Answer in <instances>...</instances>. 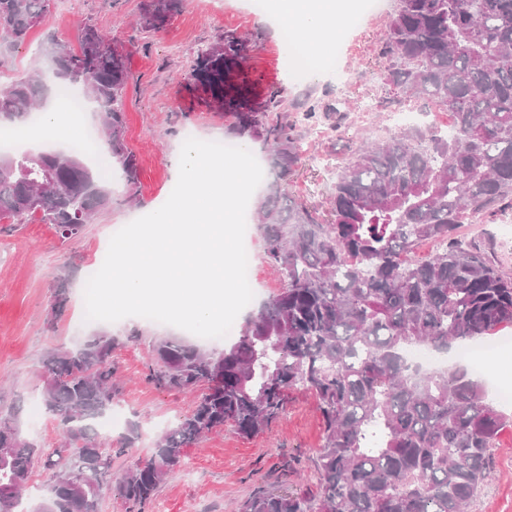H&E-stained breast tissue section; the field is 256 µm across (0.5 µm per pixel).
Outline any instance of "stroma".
I'll list each match as a JSON object with an SVG mask.
<instances>
[{
	"label": "stroma",
	"mask_w": 512,
	"mask_h": 512,
	"mask_svg": "<svg viewBox=\"0 0 512 512\" xmlns=\"http://www.w3.org/2000/svg\"><path fill=\"white\" fill-rule=\"evenodd\" d=\"M142 0H80L72 14L52 0L44 24L35 26L25 44L0 54V85L30 69L48 70L49 41L76 46V34L92 24L105 31L127 55L124 92L126 142L139 164V185L129 190L120 177L112 179V202L82 233L61 238L49 224H0V412H17L24 436L38 445H57L60 429L42 413L45 374L42 360L58 348H75L98 330L118 340L112 362L123 380L113 406L124 422L102 429L105 447H120L129 421L139 422L140 437L124 455L113 458L112 473L101 495L99 512H128L117 489L120 476L148 456L160 431L172 426L194 406L190 394L156 388L145 379L154 344L176 336L222 351L223 342L207 341L175 326L141 317L110 323L85 319L84 280L113 233L157 210L178 179L177 155L187 131L203 141H229L233 135L222 112L192 90L189 75L197 52L224 33L254 34L258 46L247 61L250 78L261 96L284 91L293 108L287 118L304 150V165L289 177L283 190L329 215L327 201L342 163L367 141L396 130L393 115L421 112L430 123L434 101L409 99L381 77V52L397 0H380L362 8L323 62L322 72H298L274 35L268 14H253L250 0H223V11L211 0H183L180 10L156 33L137 27ZM341 110L325 118L324 106ZM512 200L501 201L461 225L462 237L485 247L505 276L512 278ZM255 271V297L235 320L245 328L259 306L280 290L283 278L270 264L260 226H253L250 247ZM65 288L67 309L56 327L47 315L56 288ZM323 422L314 397L294 390L285 412L270 429L241 436L233 425L212 432L186 449L176 473L164 480L142 512H239L257 488L306 496L317 490L314 459L322 443ZM468 512H512V429L501 432L493 450L492 472Z\"/></svg>",
	"instance_id": "stroma-1"
}]
</instances>
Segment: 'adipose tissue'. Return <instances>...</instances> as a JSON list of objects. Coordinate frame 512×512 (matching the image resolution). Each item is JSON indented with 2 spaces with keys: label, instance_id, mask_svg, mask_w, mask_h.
<instances>
[{
  "label": "adipose tissue",
  "instance_id": "obj_1",
  "mask_svg": "<svg viewBox=\"0 0 512 512\" xmlns=\"http://www.w3.org/2000/svg\"><path fill=\"white\" fill-rule=\"evenodd\" d=\"M356 4L357 0H270V12L277 24L292 30L295 51L315 64L334 51Z\"/></svg>",
  "mask_w": 512,
  "mask_h": 512
}]
</instances>
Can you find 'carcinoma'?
Returning <instances> with one entry per match:
<instances>
[{
    "instance_id": "carcinoma-1",
    "label": "carcinoma",
    "mask_w": 512,
    "mask_h": 512,
    "mask_svg": "<svg viewBox=\"0 0 512 512\" xmlns=\"http://www.w3.org/2000/svg\"><path fill=\"white\" fill-rule=\"evenodd\" d=\"M51 0H0V48L22 46L47 19ZM182 0H144L147 31ZM87 24L74 52L52 44L51 76L33 70L0 88V126H23L51 89L79 88L97 107L101 140L127 186L139 183L127 146L123 94L127 57ZM257 41L234 33L197 54L190 81L231 118L240 138L273 145L276 183L259 204L267 257L283 276L279 293L217 356L182 340L154 348L146 378L194 396L192 411L163 430L149 458L119 481L126 503L149 502L175 473L184 449L233 424L246 437L280 417L288 391L313 393L324 424L310 498L255 491L240 512H465L491 475L492 449L512 426L465 370L426 374L406 350L443 351L512 324V279L475 243L457 237L470 215L512 197V0H399L382 52L384 80L452 115L455 134L405 128L361 147L338 171L331 222L281 192L302 166L292 126L268 121L286 110L276 91L259 101L245 69ZM107 179L67 148L0 154V222L52 224L79 235L110 202ZM443 247L413 257L424 242ZM96 333L42 362L45 411L63 440L41 448L22 435L18 414H0V493L23 510L35 465L50 480V512H99L112 454L99 423L122 386L112 351Z\"/></svg>"
}]
</instances>
